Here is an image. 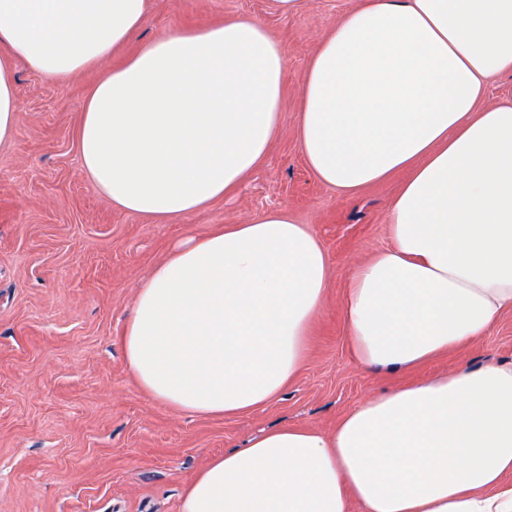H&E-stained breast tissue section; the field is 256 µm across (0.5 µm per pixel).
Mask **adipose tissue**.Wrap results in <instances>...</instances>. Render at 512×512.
<instances>
[{
    "instance_id": "1",
    "label": "adipose tissue",
    "mask_w": 512,
    "mask_h": 512,
    "mask_svg": "<svg viewBox=\"0 0 512 512\" xmlns=\"http://www.w3.org/2000/svg\"><path fill=\"white\" fill-rule=\"evenodd\" d=\"M146 0H0V144L21 106L10 61L58 80L108 60ZM287 57L259 20L176 28L89 93L79 164L117 210L176 221L266 160ZM512 0H362L321 38L299 87L317 179L352 195L408 177L390 243L353 264L343 300L361 364L400 371L486 336L512 312ZM329 256L278 210L177 245L139 286L121 342L153 399L237 415L300 371ZM512 360L463 366L356 403L324 433L281 427L214 458L180 512H512ZM512 98V72H503L487 84V93L483 100L484 106L494 105Z\"/></svg>"
}]
</instances>
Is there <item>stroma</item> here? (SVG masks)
I'll return each instance as SVG.
<instances>
[{
	"instance_id": "obj_1",
	"label": "stroma",
	"mask_w": 512,
	"mask_h": 512,
	"mask_svg": "<svg viewBox=\"0 0 512 512\" xmlns=\"http://www.w3.org/2000/svg\"><path fill=\"white\" fill-rule=\"evenodd\" d=\"M360 0H306L293 15L273 0H148L135 39L234 17L262 21L288 59L279 131L264 165L229 196L167 222L116 210L78 162L85 100L97 67L48 81L12 67L21 102L0 147V512H180L197 474L225 450L281 426L329 431L359 400L512 358V313L475 345L390 374L352 357L342 304L355 260L389 243L398 173L346 197L322 184L297 138L299 85L321 37ZM284 210L309 225L331 263L305 362L288 388L242 415L191 416L153 400L128 369L121 334L139 284L188 236Z\"/></svg>"
}]
</instances>
